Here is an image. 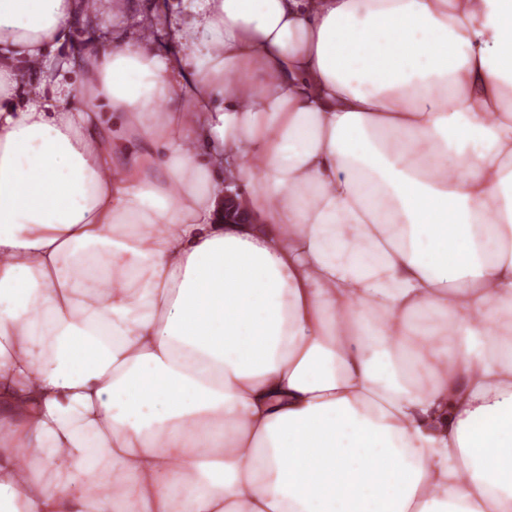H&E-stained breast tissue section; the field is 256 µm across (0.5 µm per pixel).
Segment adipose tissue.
<instances>
[{
  "label": "adipose tissue",
  "mask_w": 512,
  "mask_h": 512,
  "mask_svg": "<svg viewBox=\"0 0 512 512\" xmlns=\"http://www.w3.org/2000/svg\"><path fill=\"white\" fill-rule=\"evenodd\" d=\"M90 19L0 0V512H512V0H182L28 82Z\"/></svg>",
  "instance_id": "ef3b65f1"
}]
</instances>
